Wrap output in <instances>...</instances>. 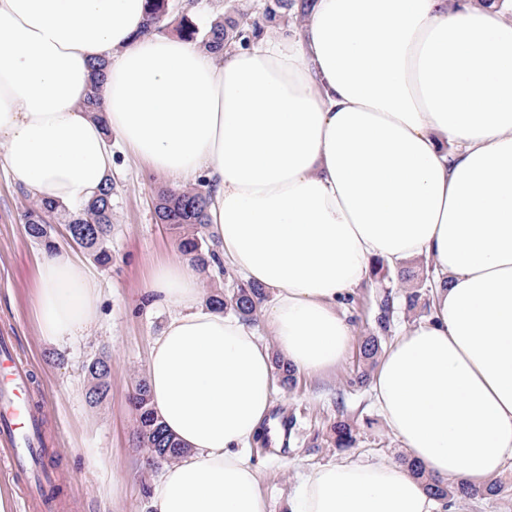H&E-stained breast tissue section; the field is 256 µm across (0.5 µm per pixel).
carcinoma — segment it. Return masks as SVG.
<instances>
[{"label": "carcinoma", "mask_w": 512, "mask_h": 512, "mask_svg": "<svg viewBox=\"0 0 512 512\" xmlns=\"http://www.w3.org/2000/svg\"><path fill=\"white\" fill-rule=\"evenodd\" d=\"M312 7V0H270L264 14V26L279 29L289 23L304 18ZM170 12L168 0H150L147 27L154 28ZM250 7L237 6L224 15V18L213 21L201 30L187 19H182L177 32L186 38L199 41L207 51L221 55L224 49L235 44H242L243 26L247 25ZM94 82L92 91L87 97L84 107L88 112H101L96 90L106 78V66L103 63L93 67ZM112 180L101 186L98 194L82 209L71 214L64 213L67 219L68 237L71 243L86 250L99 265L105 267L112 263V250L109 246L112 236ZM210 193L206 189L161 192L156 200V215L160 223L169 224L179 231V248L189 256L194 266L205 269L210 264L220 263L217 252L210 248L207 238V204ZM59 216L57 206L51 202L34 200L23 214L28 235L35 241L46 245L52 243L49 220ZM375 283L382 291L375 296V304L379 310L375 330L363 337L360 345L362 368L357 374L356 382L364 384L371 378V371L382 351L381 333L388 330L389 315L393 309V296L388 287L397 286L404 289V305L409 313H418L425 317L431 313L430 288L427 282L430 275L424 267L392 271L383 261H376L372 273ZM265 287L241 280L234 281L232 287L216 290L207 297L210 305L219 310L232 311L244 320L256 318L260 304L267 299ZM275 374L282 384L292 385L295 382V369L279 354L273 355ZM90 377L89 399L93 404L100 403L108 391L110 364L101 357L93 360L88 366ZM131 403L135 411V434L138 447L146 450V461L157 463L178 458L183 453L181 444L167 432L155 414L149 397L147 379L137 381ZM357 442L356 427L348 418H338L327 428L317 432L311 439V447L322 446L339 449L351 448ZM400 464L406 466L414 475L423 479L426 489L431 495L440 499L466 501L481 498L487 494L494 495L502 490V482H493V488L485 492L473 488L463 482L443 483L427 475L421 462L404 457Z\"/></svg>", "instance_id": "cac0c4a2"}]
</instances>
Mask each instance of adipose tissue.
I'll return each instance as SVG.
<instances>
[{"mask_svg": "<svg viewBox=\"0 0 512 512\" xmlns=\"http://www.w3.org/2000/svg\"><path fill=\"white\" fill-rule=\"evenodd\" d=\"M145 23V0H0V163L73 211L111 177L117 134L151 171L210 183L225 262L272 293L269 345L185 262L154 269L146 304L170 316L149 393L184 452L160 464L152 512H268L246 450L272 356L313 376L340 364L341 308L379 259L426 257L437 287L373 402L429 474L488 487L512 464V0H315L302 28L220 59ZM98 62L100 121L83 108ZM37 270V332L66 347L97 322L100 282L59 246ZM286 507L447 510L378 459L308 470Z\"/></svg>", "mask_w": 512, "mask_h": 512, "instance_id": "1", "label": "adipose tissue"}]
</instances>
